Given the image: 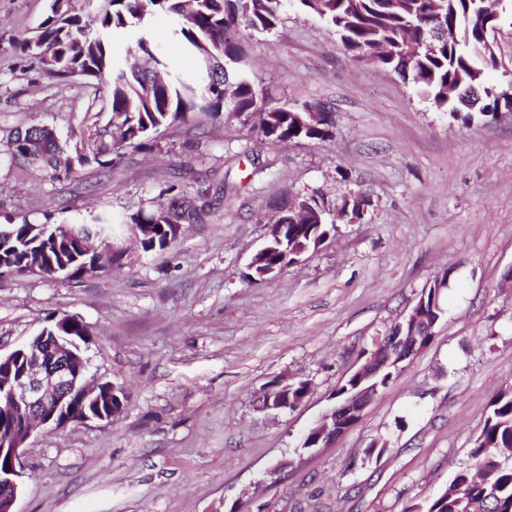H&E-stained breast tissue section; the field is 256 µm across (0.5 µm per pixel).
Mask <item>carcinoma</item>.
I'll return each mask as SVG.
<instances>
[{
	"label": "carcinoma",
	"instance_id": "cac0c4a2",
	"mask_svg": "<svg viewBox=\"0 0 512 512\" xmlns=\"http://www.w3.org/2000/svg\"><path fill=\"white\" fill-rule=\"evenodd\" d=\"M58 5L34 36L20 45L21 52L40 61L59 80L92 77L109 87L107 107L112 127L97 129L83 139L82 151L102 169L112 167L121 150L132 145L154 147L152 133L162 127L188 122L197 112L214 120L228 115L247 125L255 112L263 114L259 131L271 144L324 142L333 136L332 112L321 104L274 102L245 69L244 32L272 33L281 22L283 0H105L95 30L82 24L74 0ZM298 6L331 25L346 51L355 59L387 68L412 80L422 95L439 109L457 114L454 89L473 84L481 90L478 109L492 119L501 92L484 81L485 70L496 67L494 51L486 58L470 56L467 44L481 40L485 28L501 22L487 13L481 0H295ZM165 12L178 21L174 35L197 57L199 73L183 79L161 48L143 33L135 34L144 18ZM135 35L125 57L106 51L111 39ZM323 112L325 120L310 122L307 113ZM10 157L51 172L55 179L76 174L70 154L59 143L54 128L31 126L9 139ZM168 202L140 210L127 220L114 222L112 214H89L87 224H0V262L13 274L28 273V256L41 253L50 277L79 281L106 272L93 267L80 240L94 234L112 239L130 234L137 226L144 252L166 249L175 240V226L196 224L208 209L202 198L221 201L236 187L213 179L194 196L170 185ZM310 216L295 220L288 201L277 204L288 225L287 244L267 250L266 266L283 268L292 262L291 251L315 250L335 228L330 222L331 202L322 195H306ZM446 284L430 287L419 296L431 319L444 316ZM81 321L73 319L61 331L58 319L43 329L81 341ZM472 467L456 472L431 498L408 512H512V389L489 401V414L470 450Z\"/></svg>",
	"mask_w": 512,
	"mask_h": 512
}]
</instances>
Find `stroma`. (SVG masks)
I'll return each mask as SVG.
<instances>
[{"label": "stroma", "mask_w": 512, "mask_h": 512, "mask_svg": "<svg viewBox=\"0 0 512 512\" xmlns=\"http://www.w3.org/2000/svg\"><path fill=\"white\" fill-rule=\"evenodd\" d=\"M54 0H0V224L77 222L157 205L173 182L195 193L211 172L240 186L161 252L78 282L0 277V352L62 313L87 325L89 372L128 401L109 421L36 433L15 512H407L471 463L488 402L512 388V116L436 109L413 83L355 60L319 16L287 0L275 31L249 37L253 78L277 101L333 110L331 140L271 145L237 123L198 118L159 129L156 150L76 177L5 159L10 132L55 126L68 147L107 126L94 79L62 81L20 50ZM493 45L496 88L512 84V0ZM361 195L318 252L255 282L249 263L275 202ZM450 270L447 311L334 446H299L337 386ZM305 381L293 409L265 410ZM387 442L376 460L373 442Z\"/></svg>", "instance_id": "1"}]
</instances>
